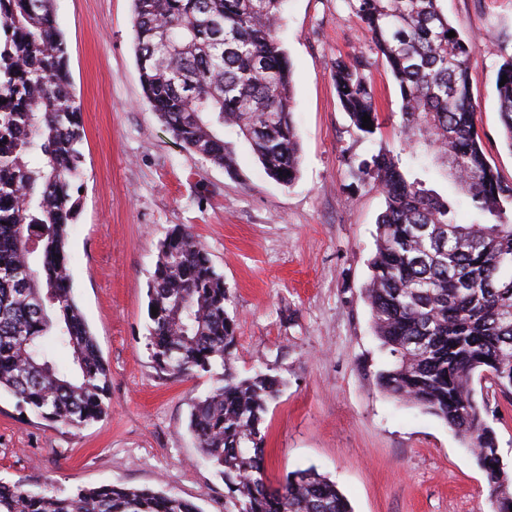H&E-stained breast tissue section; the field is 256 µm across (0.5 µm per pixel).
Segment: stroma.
<instances>
[{
    "mask_svg": "<svg viewBox=\"0 0 512 512\" xmlns=\"http://www.w3.org/2000/svg\"><path fill=\"white\" fill-rule=\"evenodd\" d=\"M477 52L471 93L487 157L512 181L495 92L512 53V0H442ZM132 0H55L71 91L84 126L80 209L68 242L77 304L110 370L111 412L79 430L20 415L0 393V480L27 489L117 484L164 490L224 512V482L200 463L190 406L218 380L160 374L146 346L147 289L158 246L189 226L230 294L234 366L279 377L265 420L271 485L316 467L354 512H493L475 457L443 421L377 383L388 357L362 290L384 199L354 181L353 160L399 154L400 96L386 65L369 76L384 125L360 139L337 102L332 63L367 51L345 0H287L280 37L292 64L298 178H270L249 145L225 169L186 151L147 105L134 52ZM512 471V395L477 387Z\"/></svg>",
    "mask_w": 512,
    "mask_h": 512,
    "instance_id": "35a3bbf8",
    "label": "stroma"
}]
</instances>
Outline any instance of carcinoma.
<instances>
[{"label": "carcinoma", "mask_w": 512, "mask_h": 512, "mask_svg": "<svg viewBox=\"0 0 512 512\" xmlns=\"http://www.w3.org/2000/svg\"><path fill=\"white\" fill-rule=\"evenodd\" d=\"M286 0H133L144 97L187 151L232 168L230 135L244 138L268 176L292 183L300 143L292 70L278 35ZM441 0H346L401 98L407 159L382 150L354 163L384 197L363 300L390 356L378 385L452 428L471 448L497 512H512V471L502 463L474 378L512 393V183L489 162L477 127L470 70L474 39ZM455 32L449 38L447 33ZM363 54L333 64L336 97L359 136L382 128ZM512 150V54L496 82ZM66 44L54 0H0V392L65 429L111 411L109 369L76 303L68 239L82 169L80 107L70 91ZM372 128L362 127L363 116ZM451 158L466 200L444 198L405 167L420 155ZM466 204L470 224L455 213ZM148 346L175 379L222 369L192 406L188 427L201 458L224 480V512H352L313 467L267 484L264 421L281 382L232 365L236 322L224 276L189 229L160 244L148 285ZM69 357L60 365L59 354ZM0 512H201L163 490L106 484L65 494L0 483Z\"/></svg>", "instance_id": "carcinoma-1"}]
</instances>
